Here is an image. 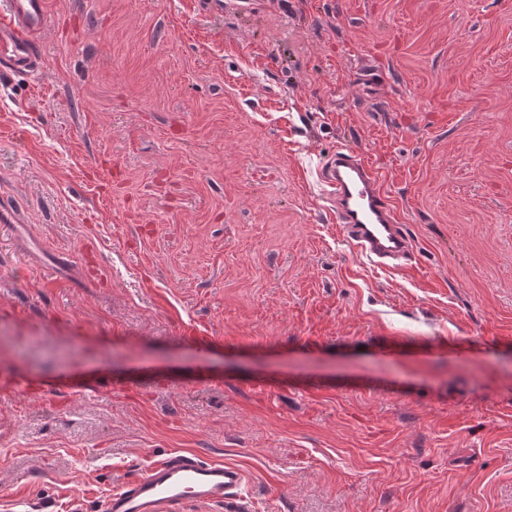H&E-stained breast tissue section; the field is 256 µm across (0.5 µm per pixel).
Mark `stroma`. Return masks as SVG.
I'll return each instance as SVG.
<instances>
[{"label": "stroma", "instance_id": "stroma-1", "mask_svg": "<svg viewBox=\"0 0 512 512\" xmlns=\"http://www.w3.org/2000/svg\"><path fill=\"white\" fill-rule=\"evenodd\" d=\"M46 2L0 77V512L181 451L245 512H512V0ZM341 146L402 265L334 222ZM336 224L343 236L377 266L401 264L411 249L364 157L339 147L321 168ZM392 263V264H390Z\"/></svg>", "mask_w": 512, "mask_h": 512}]
</instances>
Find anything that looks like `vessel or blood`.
Wrapping results in <instances>:
<instances>
[{
    "label": "vessel or blood",
    "mask_w": 512,
    "mask_h": 512,
    "mask_svg": "<svg viewBox=\"0 0 512 512\" xmlns=\"http://www.w3.org/2000/svg\"><path fill=\"white\" fill-rule=\"evenodd\" d=\"M47 22L46 0H0V75L38 71L37 38ZM344 237L379 266L408 260L411 249L364 157L338 148L321 168ZM245 472L194 452L172 454L110 493L102 512H182L184 506L240 512Z\"/></svg>",
    "instance_id": "obj_1"
}]
</instances>
